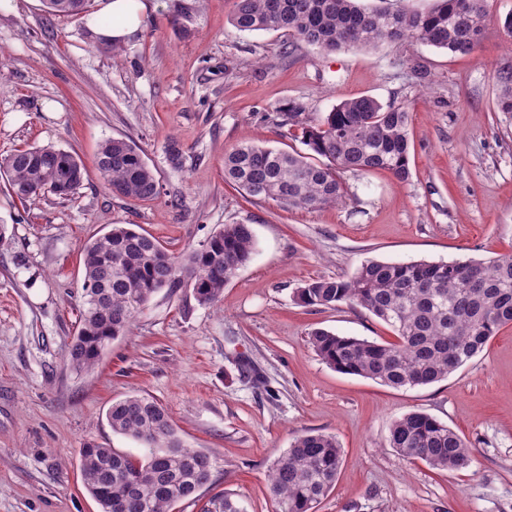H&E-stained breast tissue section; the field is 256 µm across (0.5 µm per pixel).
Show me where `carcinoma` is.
<instances>
[{"mask_svg": "<svg viewBox=\"0 0 512 512\" xmlns=\"http://www.w3.org/2000/svg\"><path fill=\"white\" fill-rule=\"evenodd\" d=\"M52 16L86 12L88 0H43ZM366 7L360 0H234L231 25L239 32L284 30L329 53L346 47L374 48L409 41L467 55L480 42L487 21L485 0H433L424 12L393 6ZM498 110L512 113V70L498 74ZM278 125L298 127L308 152L242 142L224 154V180L250 197L284 207L317 210L345 202L340 173L386 170L410 177L408 112L368 96L348 98L330 112L309 117L289 103ZM326 162L316 161V157ZM96 168L106 187L125 198L160 196V183L132 142L112 138L99 145ZM13 196L75 193L88 177L82 159L53 146L18 149L0 163ZM248 224H226L181 257L170 255L151 235L114 224L81 247L82 310L67 359L76 370L98 364L112 340L125 335L158 291L192 288L197 303L210 305L247 265L254 251ZM295 299L311 307H361L386 324L392 341L309 333L317 355L336 371L393 388L426 386L448 378L480 353L498 330L512 324V254L481 260L387 262L366 259L346 278L313 279ZM112 431L148 448L137 457L87 444L81 449L84 488L101 512H173L195 504L212 482L216 460L178 438L166 409L132 393L106 413ZM389 444L402 459L421 460L439 471L468 467L465 440L420 411L393 421ZM342 449L336 438L308 432L296 437L273 464L268 489L274 512H315L336 482ZM201 512H242L231 497L216 494Z\"/></svg>", "mask_w": 512, "mask_h": 512, "instance_id": "obj_1", "label": "carcinoma"}]
</instances>
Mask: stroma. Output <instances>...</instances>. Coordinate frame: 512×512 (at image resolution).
Here are the masks:
<instances>
[{
  "label": "stroma",
  "instance_id": "35a3bbf8",
  "mask_svg": "<svg viewBox=\"0 0 512 512\" xmlns=\"http://www.w3.org/2000/svg\"><path fill=\"white\" fill-rule=\"evenodd\" d=\"M174 5L150 0L138 32L108 50L93 46L84 17L48 15L43 0L0 9V159L52 146L88 168L66 198L22 202L0 177V512H99L80 450L144 455L105 416L134 392L168 410L185 446L216 458L204 501L223 493L242 512H273L272 464L296 436L321 432L335 436L342 465L317 512H512V324L447 379L395 389L335 371L307 342L316 328L388 341L387 325L359 307L293 300L307 281L350 276L369 258L512 252V116L497 108L498 73L512 68V0H487L466 56L410 42L327 54L282 30L238 32L234 0H202L187 21L174 20ZM360 96L406 108L408 181L347 172L346 205L314 211L225 182L224 153L241 142L302 150L272 120L279 106L317 115ZM108 138L137 145L158 199L106 188L95 154ZM235 223L251 226L255 252L218 302L161 290L93 369L70 367L88 239L137 224L178 256ZM411 411L459 433L470 466L438 471L390 448L393 420Z\"/></svg>",
  "mask_w": 512,
  "mask_h": 512
}]
</instances>
